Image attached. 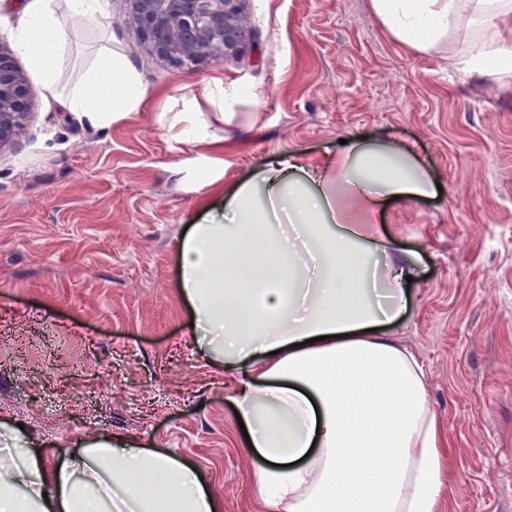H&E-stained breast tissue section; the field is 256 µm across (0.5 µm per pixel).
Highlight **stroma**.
Listing matches in <instances>:
<instances>
[{
	"mask_svg": "<svg viewBox=\"0 0 512 512\" xmlns=\"http://www.w3.org/2000/svg\"><path fill=\"white\" fill-rule=\"evenodd\" d=\"M102 21L67 23L56 82L68 93L106 45L147 92L102 129L66 110L21 60L31 119L0 155V426L18 457L46 463L87 437L121 434L192 462L224 512H272L176 286L199 205L170 172L173 99L213 78L253 92L219 126L226 186L251 184L274 155L335 157L341 140L410 144L439 192L374 216L393 258L421 257L395 345L417 354L453 444L439 512H512V82L459 58L487 41L462 23L452 45L418 51L389 35L370 0H247L254 46L194 67L137 49L124 0Z\"/></svg>",
	"mask_w": 512,
	"mask_h": 512,
	"instance_id": "stroma-1",
	"label": "stroma"
}]
</instances>
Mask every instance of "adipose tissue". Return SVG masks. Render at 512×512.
<instances>
[{
  "label": "adipose tissue",
  "instance_id": "obj_1",
  "mask_svg": "<svg viewBox=\"0 0 512 512\" xmlns=\"http://www.w3.org/2000/svg\"><path fill=\"white\" fill-rule=\"evenodd\" d=\"M387 31L418 50L458 28L463 9L512 32V0H371ZM94 0H30L17 36L48 92L66 18H94ZM145 91L121 50L104 48L63 106L111 126ZM243 102L223 79L176 99L174 174L194 191H227L222 219L191 225L179 246L178 289L192 334L224 367L246 427L255 492L278 512H438L446 441L415 355L388 333L410 301L414 253L383 257L376 225L341 215L327 187L346 179L363 214L426 197L433 182L410 145L369 155L351 140L335 160L274 158L253 186L225 190L224 139L214 124ZM211 109L202 118V106ZM229 287H222V280ZM0 435V512H224L197 468L169 448L124 436L82 440L55 464L18 460Z\"/></svg>",
  "mask_w": 512,
  "mask_h": 512
}]
</instances>
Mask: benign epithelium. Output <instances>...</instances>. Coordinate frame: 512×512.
<instances>
[{"instance_id": "obj_1", "label": "benign epithelium", "mask_w": 512, "mask_h": 512, "mask_svg": "<svg viewBox=\"0 0 512 512\" xmlns=\"http://www.w3.org/2000/svg\"><path fill=\"white\" fill-rule=\"evenodd\" d=\"M246 0H125L141 44L174 64L228 62L253 44ZM32 91L15 50L0 41V155L31 116Z\"/></svg>"}]
</instances>
